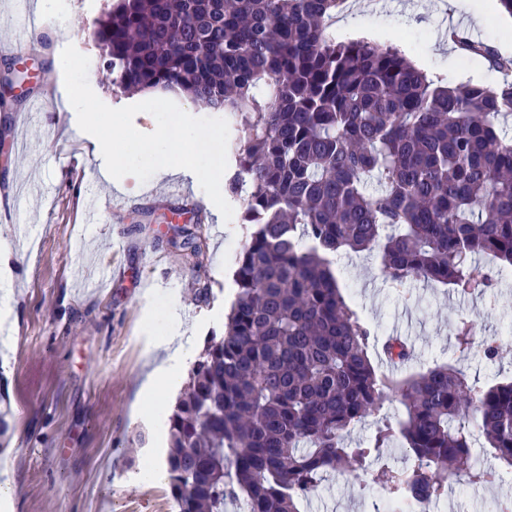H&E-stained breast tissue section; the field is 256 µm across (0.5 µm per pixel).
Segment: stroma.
Returning <instances> with one entry per match:
<instances>
[{
    "label": "stroma",
    "instance_id": "stroma-1",
    "mask_svg": "<svg viewBox=\"0 0 512 512\" xmlns=\"http://www.w3.org/2000/svg\"><path fill=\"white\" fill-rule=\"evenodd\" d=\"M107 0H50L54 25L23 39L28 55L9 47L18 39L15 0H0V67L24 68L29 81L18 105L0 111V252L11 254L12 288L0 287V309L11 312L9 338L0 337V387L12 410L10 431L0 442V472L11 478L0 512H177L167 483L144 477L150 459L165 455L168 425L141 405L149 356L161 336H191L200 353L210 334L222 333L235 294L233 273L247 229L240 200L224 220L190 183L185 196L171 195L168 179L150 177L138 194L117 195L102 181V155L95 139L65 109L61 52L67 45L93 60L88 82L106 105L145 101L146 93L117 96L108 87L92 36ZM471 0H362L350 13L365 39L395 45L425 72L449 83L497 85L500 74L485 59L448 47L442 32L464 29L471 38L499 45L496 19L475 26ZM41 100L38 118L28 109ZM97 185L115 197L97 223L82 219L84 190ZM188 208L184 224L196 228L203 253L192 259L175 247L173 212ZM340 286L371 324L369 357L380 371L405 377L451 364L469 381L491 386L512 377V269L497 275L489 297H461L419 279L393 288L376 255L341 252ZM104 277L95 291L87 279ZM208 283L210 304L195 290ZM471 321L476 339L496 337L500 355L490 362L459 357L452 326ZM405 339L413 350L406 364L388 368L387 337ZM512 495V473L500 483L460 479L449 488L441 512H493ZM386 497L376 469L328 477L305 512H376Z\"/></svg>",
    "mask_w": 512,
    "mask_h": 512
}]
</instances>
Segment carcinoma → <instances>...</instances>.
Here are the masks:
<instances>
[{
  "instance_id": "cac0c4a2",
  "label": "carcinoma",
  "mask_w": 512,
  "mask_h": 512,
  "mask_svg": "<svg viewBox=\"0 0 512 512\" xmlns=\"http://www.w3.org/2000/svg\"><path fill=\"white\" fill-rule=\"evenodd\" d=\"M345 0H116L93 40L112 93L174 90L236 117L243 144L230 194L250 225L233 274L224 332L211 334L168 417L164 464L179 512H303L324 478L370 465L400 444L406 466L381 468L390 500L429 505L473 460V430L512 470V381L468 382L451 365L407 378L377 371L370 326L352 308L336 254L378 251L385 279L488 295L492 255L512 268V60L461 36L503 71L495 87L449 86L398 48L336 41ZM196 257L201 237L179 229ZM471 353L473 326L453 327ZM384 351L405 361L408 345ZM397 397L365 446L347 437Z\"/></svg>"
}]
</instances>
